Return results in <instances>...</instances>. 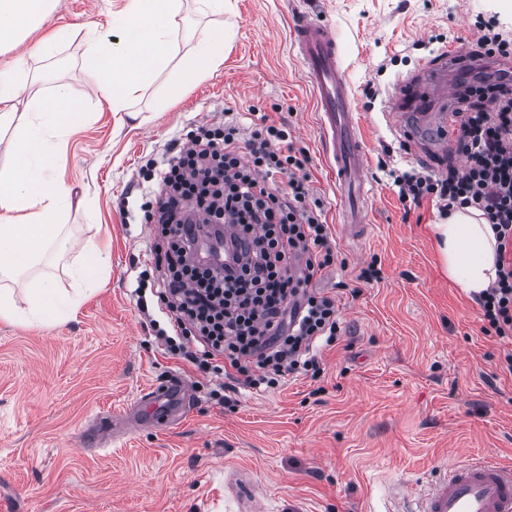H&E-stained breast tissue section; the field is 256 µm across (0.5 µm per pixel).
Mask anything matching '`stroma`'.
I'll list each match as a JSON object with an SVG mask.
<instances>
[{
    "instance_id": "1",
    "label": "stroma",
    "mask_w": 512,
    "mask_h": 512,
    "mask_svg": "<svg viewBox=\"0 0 512 512\" xmlns=\"http://www.w3.org/2000/svg\"><path fill=\"white\" fill-rule=\"evenodd\" d=\"M126 0H56L48 27L72 32L55 56L0 51V71L21 66L32 91L57 84L84 103L51 137L73 203L59 214L72 246L42 266L56 287L94 246L106 262L75 313L42 328L0 320V499L15 512H246L248 483L263 512H380L389 486L425 479L446 462L494 456L512 466V337L484 334L479 306L443 270L429 199L404 207L390 176L422 165L435 174L457 154L409 156L387 114L397 82L476 37L477 15L499 13L512 31V0H224L199 12L194 0L178 55L156 71L133 108L113 111L84 65L88 41L120 43L110 25ZM303 12L335 34L355 99L356 129L370 183L367 226L351 235L328 165L317 102L292 43ZM224 30V61L165 104L157 98L202 27ZM286 123L306 159L337 257L317 286L337 299L342 336L323 350L320 378L294 377L268 392L246 391L228 409L208 377L164 349L136 306L130 259L152 233L138 207L139 171L192 125L225 112ZM132 211L123 219L124 211ZM378 279L365 281L367 269ZM178 376L193 401L182 422L126 433L91 452L82 432L100 412H118L145 387Z\"/></svg>"
}]
</instances>
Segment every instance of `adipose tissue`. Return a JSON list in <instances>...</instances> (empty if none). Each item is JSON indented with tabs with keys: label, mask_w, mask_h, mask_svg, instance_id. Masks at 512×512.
Returning a JSON list of instances; mask_svg holds the SVG:
<instances>
[{
	"label": "adipose tissue",
	"mask_w": 512,
	"mask_h": 512,
	"mask_svg": "<svg viewBox=\"0 0 512 512\" xmlns=\"http://www.w3.org/2000/svg\"><path fill=\"white\" fill-rule=\"evenodd\" d=\"M52 4L53 0H0V45L22 43L31 29L44 24ZM182 11L183 0H127L115 17L127 39L117 47L87 43L85 58L99 71L97 88L112 107L126 108L145 89L151 74L167 66L177 48ZM223 58V32H200L169 98L178 97L184 85L206 78ZM26 84L23 71L0 72V128L14 130V161L0 168V276L8 278L24 274L61 236L59 207L69 204L70 192L55 175L45 132L59 125L62 115L81 111L65 85H57L51 96L26 99ZM435 230L449 279L471 296L490 288L496 279V236L480 211L455 210ZM95 272L91 263L76 269L69 291L48 279L32 281L26 295L31 321L50 326L73 311Z\"/></svg>",
	"instance_id": "1"
}]
</instances>
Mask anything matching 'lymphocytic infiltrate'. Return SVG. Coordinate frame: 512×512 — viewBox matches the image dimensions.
Wrapping results in <instances>:
<instances>
[{
	"label": "lymphocytic infiltrate",
	"instance_id": "obj_1",
	"mask_svg": "<svg viewBox=\"0 0 512 512\" xmlns=\"http://www.w3.org/2000/svg\"><path fill=\"white\" fill-rule=\"evenodd\" d=\"M461 103L464 166L442 179L406 171L394 184L402 202L432 198L446 213L469 206L492 224L497 279L478 304L484 332L511 336L512 93L472 86ZM144 179L156 240L153 269L138 274L135 294L147 311L155 286L168 323L151 327L168 353L223 374L211 396L231 407L240 388L318 377L317 344L341 338L335 297L313 287L333 265L336 242L287 129L234 115L198 126L151 160Z\"/></svg>",
	"mask_w": 512,
	"mask_h": 512
}]
</instances>
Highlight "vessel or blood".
<instances>
[{"instance_id": "1", "label": "vessel or blood", "mask_w": 512, "mask_h": 512, "mask_svg": "<svg viewBox=\"0 0 512 512\" xmlns=\"http://www.w3.org/2000/svg\"><path fill=\"white\" fill-rule=\"evenodd\" d=\"M293 42L317 100L326 146L340 183H363L364 165L353 121L348 88L336 39L325 25L302 17L292 28ZM477 76L512 88V61L478 52L468 43L430 59L411 80L397 86L392 97L396 125L410 149L444 147L457 137L455 110L465 93L466 78ZM192 389L182 378L147 389L120 413L105 418L113 439L128 430L166 427L182 421ZM411 512H512V468L485 456L440 469L418 484Z\"/></svg>"}]
</instances>
